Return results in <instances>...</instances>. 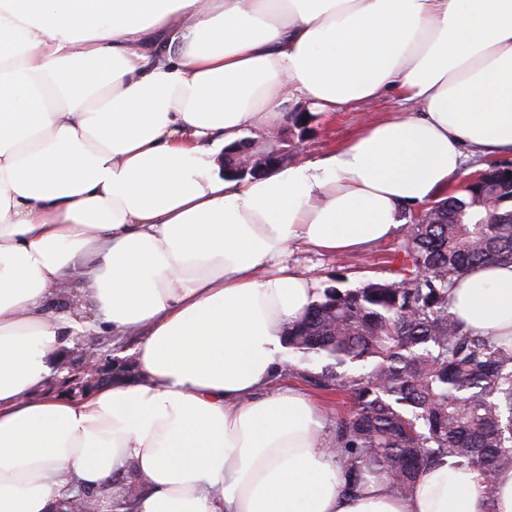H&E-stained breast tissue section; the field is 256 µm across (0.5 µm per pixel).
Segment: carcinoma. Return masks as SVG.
<instances>
[{
	"label": "carcinoma",
	"instance_id": "1",
	"mask_svg": "<svg viewBox=\"0 0 512 512\" xmlns=\"http://www.w3.org/2000/svg\"><path fill=\"white\" fill-rule=\"evenodd\" d=\"M428 224L406 225L390 262L398 280L328 287L286 342L313 387L346 395L332 450L349 484L386 476L398 494L444 455L492 479L512 470V344L465 330L448 309L454 278L512 262V165L494 163Z\"/></svg>",
	"mask_w": 512,
	"mask_h": 512
}]
</instances>
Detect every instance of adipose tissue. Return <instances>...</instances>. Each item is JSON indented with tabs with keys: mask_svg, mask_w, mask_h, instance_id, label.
Segmentation results:
<instances>
[{
	"mask_svg": "<svg viewBox=\"0 0 512 512\" xmlns=\"http://www.w3.org/2000/svg\"><path fill=\"white\" fill-rule=\"evenodd\" d=\"M394 95L330 155L242 183L222 145L289 100ZM512 154V0H0V512H60L140 482L135 512H512L444 456L412 491L349 487L327 418L277 385L285 333L321 298L294 247L345 254L440 201L467 153ZM79 283L142 332L143 382L34 399ZM469 330L512 338V263L450 290Z\"/></svg>",
	"mask_w": 512,
	"mask_h": 512,
	"instance_id": "obj_1",
	"label": "adipose tissue"
}]
</instances>
